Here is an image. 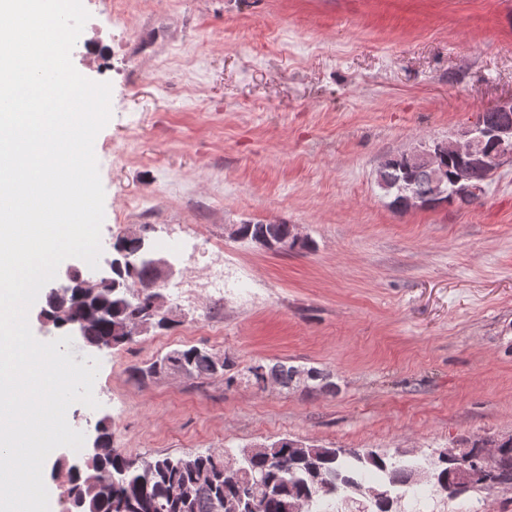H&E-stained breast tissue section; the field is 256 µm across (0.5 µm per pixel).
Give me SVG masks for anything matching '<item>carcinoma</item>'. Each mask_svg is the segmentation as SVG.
<instances>
[{"label": "carcinoma", "instance_id": "obj_1", "mask_svg": "<svg viewBox=\"0 0 512 512\" xmlns=\"http://www.w3.org/2000/svg\"><path fill=\"white\" fill-rule=\"evenodd\" d=\"M444 164L448 189L463 191L457 183L456 156H445ZM377 178L380 188L392 197L390 205L397 210H408L407 199L414 196L420 197L422 208L443 202L434 194L429 173L409 164L401 154L384 159ZM265 232L292 248H307L306 243L299 244L291 238V224L239 225L241 240L252 241ZM115 245L137 259V264L124 269L119 277L133 289L105 286L98 291L93 303L108 314V319L85 324L84 338L89 344L132 343L136 337L129 327L135 323L150 322L159 329L171 325L150 316L156 289L134 287L138 281L145 282L148 274L144 239L120 236ZM232 366V359L225 353L186 346L136 368V374L143 380L185 368L191 377L212 379L224 376ZM266 372L284 386L297 375L294 367L285 364L254 365L248 368L247 379L258 383ZM499 452L498 471L484 484L486 488L512 484V435L501 438ZM450 469L451 464L439 458L423 467L375 451L326 448L288 438L247 448L239 458L216 452L133 458L114 448L93 464L97 483H89L88 476L75 469L65 493L68 512H224V502L237 500L248 479L254 494L240 512H292L291 506L296 503L303 504L305 512H333L332 500L349 496L354 486L385 488L395 504L409 488L424 482L443 493V480L448 478Z\"/></svg>", "mask_w": 512, "mask_h": 512}]
</instances>
